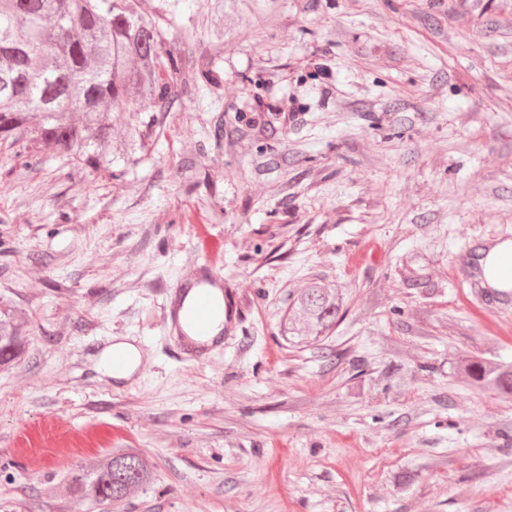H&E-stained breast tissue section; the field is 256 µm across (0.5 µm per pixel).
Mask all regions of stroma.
I'll use <instances>...</instances> for the list:
<instances>
[{
	"label": "stroma",
	"instance_id": "1",
	"mask_svg": "<svg viewBox=\"0 0 512 512\" xmlns=\"http://www.w3.org/2000/svg\"><path fill=\"white\" fill-rule=\"evenodd\" d=\"M146 4L195 77L142 113V149L91 173L0 146V301L30 320L0 369V512H512V397L457 371L512 363V307L456 259L512 241V0ZM207 260L242 294L235 336L159 356L163 297ZM313 280L343 309L295 347ZM118 336L142 378L84 351ZM50 421L142 453L153 483L107 509L61 497L88 451H10Z\"/></svg>",
	"mask_w": 512,
	"mask_h": 512
}]
</instances>
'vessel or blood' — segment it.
Wrapping results in <instances>:
<instances>
[{"label": "vessel or blood", "mask_w": 512, "mask_h": 512, "mask_svg": "<svg viewBox=\"0 0 512 512\" xmlns=\"http://www.w3.org/2000/svg\"><path fill=\"white\" fill-rule=\"evenodd\" d=\"M485 250L472 240L461 256L469 285L490 308L512 305V288L493 287L488 279ZM238 304L237 291L225 287L208 266L179 280L160 307L159 326L169 354L180 361L203 362L222 351L236 331Z\"/></svg>", "instance_id": "obj_1"}]
</instances>
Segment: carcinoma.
I'll list each match as a JSON object with an SVG mask.
<instances>
[{
    "label": "carcinoma",
    "mask_w": 512,
    "mask_h": 512,
    "mask_svg": "<svg viewBox=\"0 0 512 512\" xmlns=\"http://www.w3.org/2000/svg\"><path fill=\"white\" fill-rule=\"evenodd\" d=\"M144 2L0 0V142L83 169L109 168L118 151L112 113L127 112L124 145H142L135 115L168 111L178 98L174 88L187 79ZM341 308L335 287L312 281L297 296L283 336L316 339L336 326ZM26 333L17 310L0 304V367L21 361ZM459 369L481 390L512 394V365L471 357ZM152 477L140 453L117 450L91 466L76 464L67 496L110 504Z\"/></svg>",
    "instance_id": "carcinoma-1"
}]
</instances>
